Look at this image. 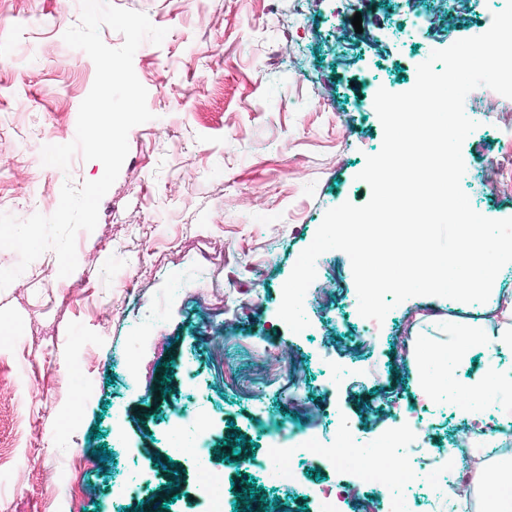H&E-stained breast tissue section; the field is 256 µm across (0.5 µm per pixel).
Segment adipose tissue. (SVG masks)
I'll return each instance as SVG.
<instances>
[{
	"mask_svg": "<svg viewBox=\"0 0 512 512\" xmlns=\"http://www.w3.org/2000/svg\"><path fill=\"white\" fill-rule=\"evenodd\" d=\"M448 334L447 348L424 355L420 392L427 399L443 392L447 379L440 373L439 364L467 355L472 343H479L482 368L463 381L461 390L466 399L459 412L465 420L478 425L484 435H491L492 418L487 416V409H495L496 418L501 420L512 417V367L501 362L502 355L512 353V322L503 321L468 336L452 326ZM485 454V449L475 448L469 457L455 458L454 471L458 477L469 478L474 490L483 493L487 512H512V456H499L487 464L483 461Z\"/></svg>",
	"mask_w": 512,
	"mask_h": 512,
	"instance_id": "1",
	"label": "adipose tissue"
}]
</instances>
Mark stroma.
I'll list each match as a JSON object with an SVG mask.
<instances>
[{"label":"stroma","instance_id":"obj_1","mask_svg":"<svg viewBox=\"0 0 512 512\" xmlns=\"http://www.w3.org/2000/svg\"><path fill=\"white\" fill-rule=\"evenodd\" d=\"M111 2L167 31L133 57L154 118L130 130L95 229L77 235L76 270L59 277L49 250L0 290V372L18 388L0 435L22 423L35 434L11 448L17 469L0 468V512H207L199 457L169 443L182 429L223 472L227 512L254 484L256 512H321L315 489L335 486L341 512H396L403 489L360 486L321 456L295 463L291 486L266 479L258 464L285 427L326 448L341 427L364 442L407 430L397 462L420 480L414 512H448L421 483L441 454L469 453L456 443L466 426L457 383L480 370L481 353L423 400L419 352L437 339L421 329L442 318L488 325L512 304V272L487 302L411 298L378 323L358 312L349 256L331 250L306 292L307 330L291 331L277 312L325 212L370 198L357 175L383 128L361 102L409 90L421 58L471 37L470 0L446 23L436 0ZM412 8L425 22L388 35ZM357 13L361 32L337 36L336 18ZM79 21V0H0V212L51 215L64 182L104 172L79 154L65 171L41 162L44 145L74 140L94 83L91 58L63 40ZM464 110L478 127L463 156L512 153V99L485 87ZM462 188L483 216L512 217V197L494 196L483 170ZM361 334L366 344L353 345ZM103 446L106 463L75 470Z\"/></svg>","mask_w":512,"mask_h":512}]
</instances>
